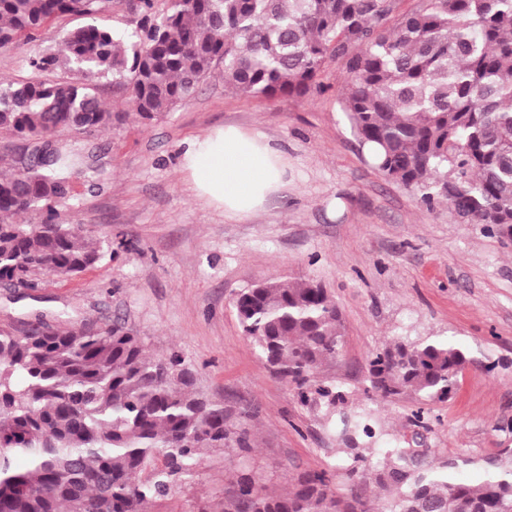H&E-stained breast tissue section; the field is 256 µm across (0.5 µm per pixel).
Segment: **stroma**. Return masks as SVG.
<instances>
[{
	"mask_svg": "<svg viewBox=\"0 0 512 512\" xmlns=\"http://www.w3.org/2000/svg\"><path fill=\"white\" fill-rule=\"evenodd\" d=\"M67 15L32 39L0 49V81L33 78L27 60L58 53L80 25ZM323 89L304 96H252L224 84L216 65L188 103L145 123L108 76H92L102 105L123 121L88 135L67 131L58 145L99 160L105 176L74 186V207L58 219L104 243L99 263L68 279L42 275L34 289L0 285V329L20 332L118 323L150 354L178 352L196 390L230 414H253L255 446L245 458L212 451L149 512H222L239 463L256 467L269 491L323 469L337 495L354 455L422 440L429 458H486L512 448V229L459 222L446 205L420 203L368 163L341 110L345 78L328 63ZM234 124L258 130L288 157V186L259 214L226 219L197 198L179 166L189 140ZM323 285L340 307L342 347L323 379L348 393L340 435L317 402L270 375L236 316L237 293L262 279ZM447 341L469 363L444 402L369 393L373 350L397 341ZM370 425L366 437L356 423Z\"/></svg>",
	"mask_w": 512,
	"mask_h": 512,
	"instance_id": "stroma-1",
	"label": "stroma"
}]
</instances>
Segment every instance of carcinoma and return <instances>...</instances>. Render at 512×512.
Listing matches in <instances>:
<instances>
[{"label":"carcinoma","mask_w":512,"mask_h":512,"mask_svg":"<svg viewBox=\"0 0 512 512\" xmlns=\"http://www.w3.org/2000/svg\"><path fill=\"white\" fill-rule=\"evenodd\" d=\"M130 31L100 25L112 0H0V49L62 15L84 19L63 39L65 65L112 75L131 109L152 120L189 102L213 67L243 94L303 96L330 61L345 73L341 111L371 165L426 206L444 203L459 221L512 229V0H128ZM45 53L38 72L57 67ZM120 117L96 87L67 80L0 86V131L26 142L0 168V282L76 276L102 257L101 241L58 208L76 181L103 171L55 148L61 130L92 132ZM37 214L40 221L14 218ZM242 331L266 369L318 396L328 415L345 392L319 379L342 343L341 313L312 281L267 279L238 293ZM469 363L444 341L396 342L371 352L368 391L445 401ZM0 512H145L190 476L201 455L253 448L251 417L235 419L194 388L181 356L153 357L115 323L21 333L0 330ZM480 468L473 486L459 469ZM349 493L328 471L301 472L288 492L269 493L251 469L236 472L224 512H375L371 477L393 498L390 512H512V448L480 461L437 463L413 448L384 449L343 467Z\"/></svg>","instance_id":"1"}]
</instances>
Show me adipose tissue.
<instances>
[{"label": "adipose tissue", "mask_w": 512, "mask_h": 512, "mask_svg": "<svg viewBox=\"0 0 512 512\" xmlns=\"http://www.w3.org/2000/svg\"><path fill=\"white\" fill-rule=\"evenodd\" d=\"M181 166L199 198L238 219L263 210L288 176L287 160L263 133L235 126L196 138Z\"/></svg>", "instance_id": "obj_1"}]
</instances>
